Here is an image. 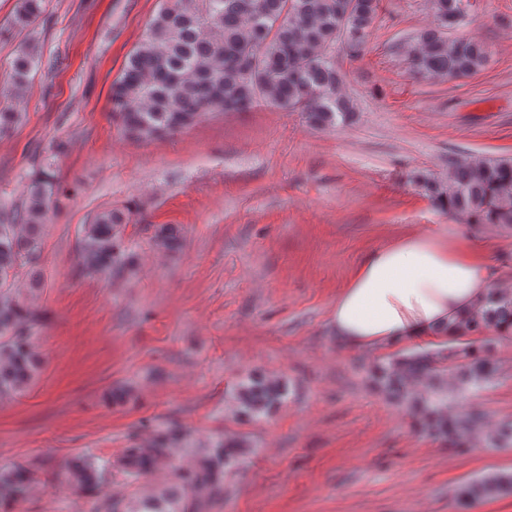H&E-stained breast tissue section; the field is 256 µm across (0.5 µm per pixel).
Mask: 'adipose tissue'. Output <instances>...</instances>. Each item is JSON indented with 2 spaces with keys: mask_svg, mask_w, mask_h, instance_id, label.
<instances>
[{
  "mask_svg": "<svg viewBox=\"0 0 512 512\" xmlns=\"http://www.w3.org/2000/svg\"><path fill=\"white\" fill-rule=\"evenodd\" d=\"M493 281L471 236L442 224L407 231L362 257L331 307L337 341L350 349L456 339Z\"/></svg>",
  "mask_w": 512,
  "mask_h": 512,
  "instance_id": "1",
  "label": "adipose tissue"
}]
</instances>
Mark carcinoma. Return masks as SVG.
I'll return each instance as SVG.
<instances>
[{
  "instance_id": "carcinoma-1",
  "label": "carcinoma",
  "mask_w": 512,
  "mask_h": 512,
  "mask_svg": "<svg viewBox=\"0 0 512 512\" xmlns=\"http://www.w3.org/2000/svg\"><path fill=\"white\" fill-rule=\"evenodd\" d=\"M464 0H429L433 25L420 30L402 47L413 75L452 80L481 72L488 61L485 44L469 35L454 38L447 31L460 26ZM44 0H19L14 25L27 27L44 12ZM379 0H161L145 38L130 54L122 75L112 83V116L120 129L139 141L180 133L212 112H246L264 103L286 112H300L313 127L352 122L354 100L344 91L336 66V44L357 57L365 48ZM259 56L251 60L252 49ZM37 65L32 48L21 50L11 66L10 81L26 86ZM415 182L434 207L461 224H512V159H460L448 175L421 174ZM54 205L52 175L43 169L29 176L20 205L0 213V397L24 391L39 364L32 329L38 312L10 296L20 270L40 265L41 228ZM130 212L105 208L80 231L82 271L87 275L131 271L133 254L126 249L123 227ZM155 245L174 250L176 229L164 224ZM512 328V295L493 288L481 309L468 320L474 337L502 325ZM476 341L464 343V382L479 385L495 371L476 354ZM437 353L391 358L378 366L375 379L416 419L421 430L460 453L469 438L483 431V417L450 410L448 388L437 382L442 371ZM278 380L250 378L237 392L247 414H258L283 395ZM492 448L512 447V423L485 434ZM176 429L155 430L150 443L125 449L118 467L137 480L151 473L176 451ZM190 469H176L171 485L142 501L137 512H195L198 499L224 494V473L237 462L234 444H217L198 452ZM66 469L71 482L85 491L102 484L112 462L76 457ZM33 474L22 467L0 468V512L24 501ZM512 494V473L469 481L461 492L465 503Z\"/></svg>"
}]
</instances>
